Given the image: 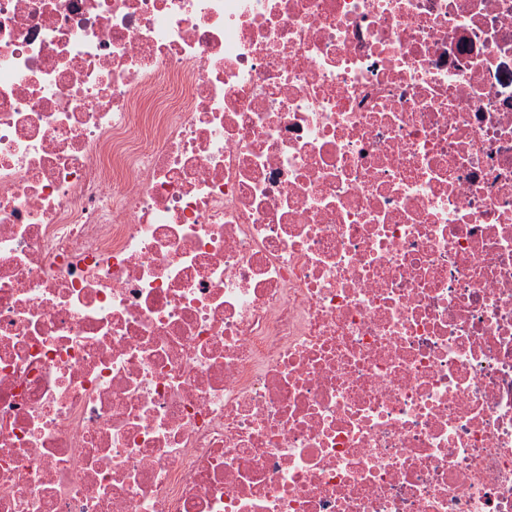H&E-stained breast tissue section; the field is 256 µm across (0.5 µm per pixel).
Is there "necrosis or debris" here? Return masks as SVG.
Listing matches in <instances>:
<instances>
[{
  "label": "necrosis or debris",
  "mask_w": 512,
  "mask_h": 512,
  "mask_svg": "<svg viewBox=\"0 0 512 512\" xmlns=\"http://www.w3.org/2000/svg\"><path fill=\"white\" fill-rule=\"evenodd\" d=\"M0 512H512V0H0Z\"/></svg>",
  "instance_id": "1"
}]
</instances>
